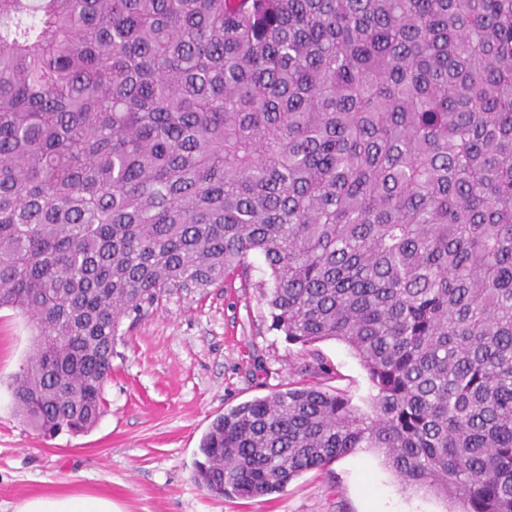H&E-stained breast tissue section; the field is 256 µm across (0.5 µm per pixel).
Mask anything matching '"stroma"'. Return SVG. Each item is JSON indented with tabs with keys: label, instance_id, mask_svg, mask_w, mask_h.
Listing matches in <instances>:
<instances>
[{
	"label": "stroma",
	"instance_id": "1",
	"mask_svg": "<svg viewBox=\"0 0 512 512\" xmlns=\"http://www.w3.org/2000/svg\"><path fill=\"white\" fill-rule=\"evenodd\" d=\"M187 297L136 322L112 360L107 411L96 427L47 440L16 416L9 386L32 352L25 316L0 309V512L45 492L111 496L121 512H449L450 502L405 489L374 450L302 473L255 498L210 495L194 479L199 442L225 410L297 383H320L368 409L375 390L343 343H289L273 329L259 286L267 273Z\"/></svg>",
	"mask_w": 512,
	"mask_h": 512
}]
</instances>
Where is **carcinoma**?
<instances>
[{
	"label": "carcinoma",
	"mask_w": 512,
	"mask_h": 512,
	"mask_svg": "<svg viewBox=\"0 0 512 512\" xmlns=\"http://www.w3.org/2000/svg\"><path fill=\"white\" fill-rule=\"evenodd\" d=\"M263 258L273 329L376 394L302 384L204 433L211 495L373 448L512 512V0H0V308L16 414L93 428L123 319Z\"/></svg>",
	"instance_id": "cac0c4a2"
}]
</instances>
